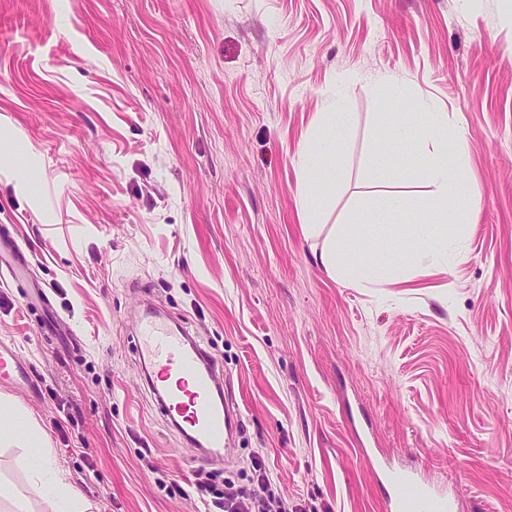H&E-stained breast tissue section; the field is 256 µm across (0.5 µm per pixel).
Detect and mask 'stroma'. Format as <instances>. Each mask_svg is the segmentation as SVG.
I'll list each match as a JSON object with an SVG mask.
<instances>
[{
  "label": "stroma",
  "instance_id": "1",
  "mask_svg": "<svg viewBox=\"0 0 512 512\" xmlns=\"http://www.w3.org/2000/svg\"><path fill=\"white\" fill-rule=\"evenodd\" d=\"M448 115L477 199L448 259L407 280L328 274L335 235L412 241L369 160L384 117ZM350 122L304 232L299 156ZM397 149L387 181L432 188ZM0 393L49 436L86 512H211L193 483L262 468L299 512H384L373 463L512 512V0H0ZM183 327L224 367L243 430L201 457L159 410L135 321ZM33 448L0 447V512H41ZM25 368L16 353L9 347L0 345V378L9 380L15 386L27 382Z\"/></svg>",
  "mask_w": 512,
  "mask_h": 512
}]
</instances>
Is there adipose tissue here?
Here are the masks:
<instances>
[{"mask_svg": "<svg viewBox=\"0 0 512 512\" xmlns=\"http://www.w3.org/2000/svg\"><path fill=\"white\" fill-rule=\"evenodd\" d=\"M345 140L341 113H322L309 134L300 155L301 170L307 185L335 182L338 169L334 163ZM27 442L38 453L30 463L33 479L44 499V512H79V493L67 486L60 475L46 433L34 416L14 398L0 394V446Z\"/></svg>", "mask_w": 512, "mask_h": 512, "instance_id": "adipose-tissue-1", "label": "adipose tissue"}]
</instances>
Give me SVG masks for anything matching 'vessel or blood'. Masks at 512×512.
<instances>
[{"instance_id": "1", "label": "vessel or blood", "mask_w": 512, "mask_h": 512, "mask_svg": "<svg viewBox=\"0 0 512 512\" xmlns=\"http://www.w3.org/2000/svg\"><path fill=\"white\" fill-rule=\"evenodd\" d=\"M144 366L151 392L186 440L210 458L226 449L234 415L219 395L223 368L206 351L162 321L145 319L138 325ZM0 378L25 384V368L16 353L0 345ZM377 481L385 493L387 512H454L455 503L417 473L387 465Z\"/></svg>"}]
</instances>
